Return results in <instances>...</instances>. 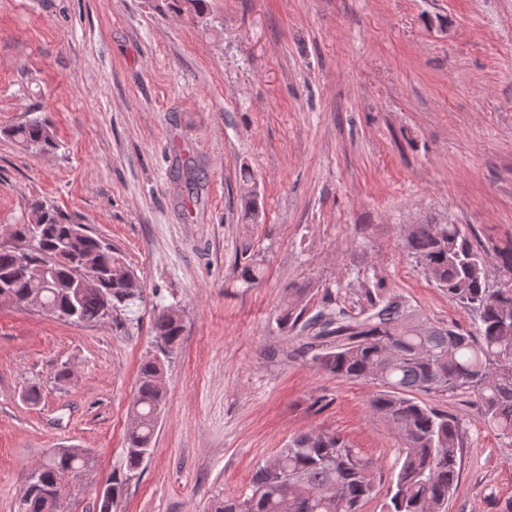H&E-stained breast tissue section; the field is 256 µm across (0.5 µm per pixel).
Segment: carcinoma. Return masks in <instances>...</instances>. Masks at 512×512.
Segmentation results:
<instances>
[{"mask_svg": "<svg viewBox=\"0 0 512 512\" xmlns=\"http://www.w3.org/2000/svg\"><path fill=\"white\" fill-rule=\"evenodd\" d=\"M172 5L196 17L208 10V0H172ZM8 135L40 152L58 146L51 124L42 118L13 126ZM10 237L25 246V260L0 248V288L19 305L39 291L57 320L96 324L142 297L141 281L112 246L52 205L35 203L28 223L16 225ZM405 246L424 274L474 316L473 330L435 325L404 296L368 288L358 315L329 301L305 321L295 299L303 289L296 288L284 299L277 325L329 340V348L315 356L320 370L378 387L369 408L393 425L401 442L385 512H446L459 477L463 432L457 420L416 394H468L486 425L512 440V245L495 250L501 272L495 288L486 281L487 251L478 249L457 224H413ZM50 256L58 261L45 277L42 265ZM80 271L102 276L110 271L112 284L80 289L75 283ZM183 331L181 315L170 309L152 323L156 354L138 368L124 468L107 483L113 504L151 454L166 402L163 362L175 354ZM90 463L84 448H59L44 458L27 477L22 512H66L82 469ZM376 470V462L344 436L301 432L254 471L246 492L212 499L208 512H362L375 495Z\"/></svg>", "mask_w": 512, "mask_h": 512, "instance_id": "cac0c4a2", "label": "carcinoma"}]
</instances>
